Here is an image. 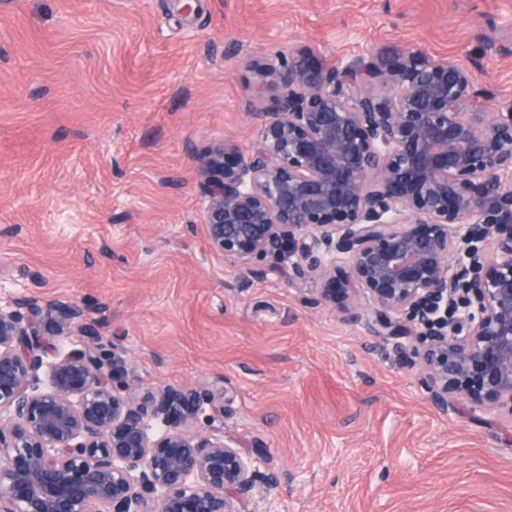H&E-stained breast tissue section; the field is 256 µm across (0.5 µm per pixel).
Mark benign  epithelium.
I'll return each mask as SVG.
<instances>
[{"mask_svg": "<svg viewBox=\"0 0 512 512\" xmlns=\"http://www.w3.org/2000/svg\"><path fill=\"white\" fill-rule=\"evenodd\" d=\"M311 55L257 61L277 90L258 142L199 156L210 247L241 288L268 259L344 319L368 302L436 406L512 419V105L485 111L474 70L419 49ZM50 334L95 340L75 302L0 300V512H251L257 479L276 487L263 455L190 430L221 411L210 390L138 396Z\"/></svg>", "mask_w": 512, "mask_h": 512, "instance_id": "1", "label": "benign epithelium"}]
</instances>
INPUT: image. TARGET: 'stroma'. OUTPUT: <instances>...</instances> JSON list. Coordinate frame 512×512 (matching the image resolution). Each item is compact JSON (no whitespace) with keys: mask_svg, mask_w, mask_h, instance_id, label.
Instances as JSON below:
<instances>
[{"mask_svg":"<svg viewBox=\"0 0 512 512\" xmlns=\"http://www.w3.org/2000/svg\"><path fill=\"white\" fill-rule=\"evenodd\" d=\"M409 45L512 100V0H0V291L85 306L138 392L223 394L191 427L264 454L277 512H512V418L437 408L316 276L239 289L200 222L198 156L276 94L255 60Z\"/></svg>","mask_w":512,"mask_h":512,"instance_id":"stroma-1","label":"stroma"}]
</instances>
